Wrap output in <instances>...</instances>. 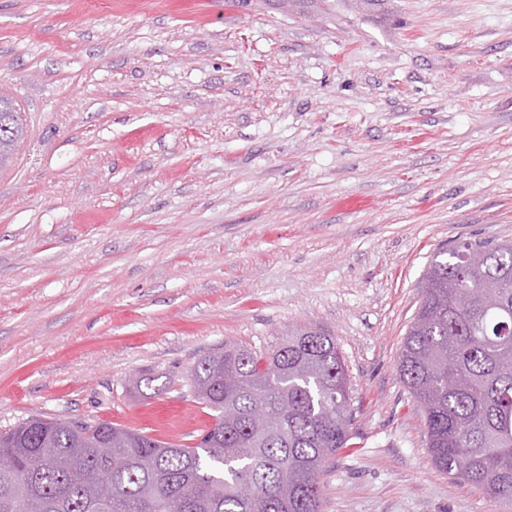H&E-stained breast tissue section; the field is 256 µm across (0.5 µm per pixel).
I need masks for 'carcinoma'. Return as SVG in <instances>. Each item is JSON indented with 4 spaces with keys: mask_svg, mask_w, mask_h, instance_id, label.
Wrapping results in <instances>:
<instances>
[{
    "mask_svg": "<svg viewBox=\"0 0 512 512\" xmlns=\"http://www.w3.org/2000/svg\"><path fill=\"white\" fill-rule=\"evenodd\" d=\"M22 137L15 103L0 97L1 167ZM421 292L398 371L425 412L431 460L511 507L512 239L440 247ZM190 382L213 417L193 446L104 420L1 432L0 512H321L320 474L351 421L330 333L296 327L266 352L226 342Z\"/></svg>",
    "mask_w": 512,
    "mask_h": 512,
    "instance_id": "carcinoma-1",
    "label": "carcinoma"
}]
</instances>
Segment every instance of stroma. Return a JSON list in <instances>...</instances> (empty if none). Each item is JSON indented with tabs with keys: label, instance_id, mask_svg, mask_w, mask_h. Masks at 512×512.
Segmentation results:
<instances>
[{
	"label": "stroma",
	"instance_id": "obj_1",
	"mask_svg": "<svg viewBox=\"0 0 512 512\" xmlns=\"http://www.w3.org/2000/svg\"><path fill=\"white\" fill-rule=\"evenodd\" d=\"M0 94V431L188 445L199 359L320 327L353 404L322 512H506L397 362L437 249L512 238V0H0ZM23 137V126L20 113L15 103L0 97V166L12 159L14 147Z\"/></svg>",
	"mask_w": 512,
	"mask_h": 512
}]
</instances>
